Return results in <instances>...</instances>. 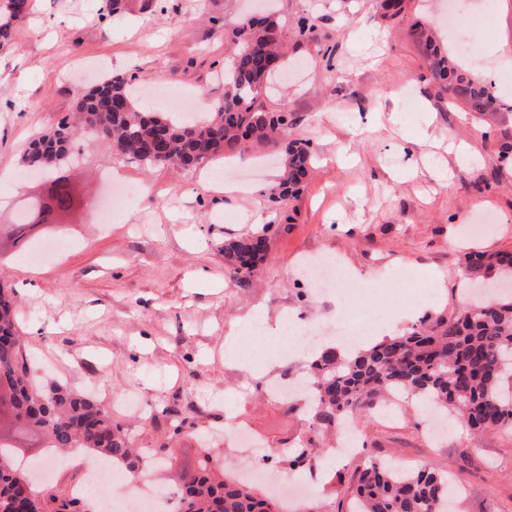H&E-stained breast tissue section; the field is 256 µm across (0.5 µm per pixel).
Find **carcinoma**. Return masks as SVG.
I'll return each mask as SVG.
<instances>
[{
	"mask_svg": "<svg viewBox=\"0 0 512 512\" xmlns=\"http://www.w3.org/2000/svg\"><path fill=\"white\" fill-rule=\"evenodd\" d=\"M30 0H0V48L11 45L17 21ZM427 68L437 95L489 110L487 86L460 70L448 51L423 28ZM224 59V99L212 112L192 123L165 112L141 108L132 94L134 76L102 77L78 99L74 115L56 128L34 135L22 156L27 173L41 174L71 153L77 132H89L112 145L115 155L145 169L163 164L194 170L218 156L239 155L254 143L270 142L284 155L277 199L298 194L312 165L307 142L290 137L294 118L271 112L263 91L283 64L288 25L280 17H251L230 34ZM269 228L224 242V265L242 280L251 277L267 256ZM468 280L497 277L499 296L475 301L448 315H428L408 331L369 343L347 355L323 349L308 365L310 408L316 425L338 428L398 393L414 396L428 408L455 412L473 431L512 429V251L464 255ZM16 306L0 288V416L10 418L11 431L0 429V512H13L20 485L30 483L19 512H67L76 497L59 498L36 489L18 462L13 433L35 432L46 448H84L100 463L138 469L140 453L121 424L92 397L56 389L42 390L19 369L21 339ZM213 459L186 477L178 491V512H281L274 500L237 479H218ZM448 476L432 468L402 471L372 462L358 471L353 512H447Z\"/></svg>",
	"mask_w": 512,
	"mask_h": 512,
	"instance_id": "cac0c4a2",
	"label": "carcinoma"
}]
</instances>
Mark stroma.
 Segmentation results:
<instances>
[{
    "label": "stroma",
    "mask_w": 512,
    "mask_h": 512,
    "mask_svg": "<svg viewBox=\"0 0 512 512\" xmlns=\"http://www.w3.org/2000/svg\"><path fill=\"white\" fill-rule=\"evenodd\" d=\"M469 16L467 40L484 60L466 65L472 78L499 75L498 115L487 135L474 112L438 97L417 38L421 23L448 11L450 0H400L391 15L382 0H31L12 47L0 49V170L20 171L33 135L71 115L95 73H76L75 59L135 75L141 87L163 83L189 93L199 112L224 96L215 77L224 65L225 31L243 17L276 12L291 38L289 74L264 96L270 110H288L294 138L308 142L314 167L300 194L276 203L278 150L257 143L245 154L210 160L200 171L144 170L112 155L107 144L81 138L82 152L62 169L91 199L100 169L142 186L112 223L79 210L39 225L46 253L28 260L6 229L40 180L20 188L0 181V284L18 304L25 366L41 387L90 392L141 448L167 446L154 467L161 487L177 490L203 456L227 473L241 467L222 434L232 423L266 448L314 449L319 478L296 512H337L357 471L370 461L402 469L425 466L462 480L458 512H512V430L475 434L462 424L428 431L410 401L398 412L358 424L363 447L344 456L322 438L309 410L289 411L260 388L264 377L302 373L319 343L346 338L357 319L375 316L373 339L405 332L424 315L464 303V252L512 251V164L499 145L512 141V0H457ZM309 18L314 37L298 35ZM332 58H323V49ZM374 118L352 144L357 120ZM474 142L479 160L452 168V188L432 174L449 162V139ZM428 158L416 177L400 181L408 160ZM262 176L242 192L226 185L252 169ZM269 224L268 252L254 275L239 281L224 265V243ZM333 254L380 293L363 294L344 314L332 294L314 292L305 256ZM204 271L201 279L192 278ZM298 311L323 332L300 336L303 356L281 358L279 343L230 330L250 313L274 326ZM186 428L169 430L176 421Z\"/></svg>",
    "instance_id": "35a3bbf8"
}]
</instances>
